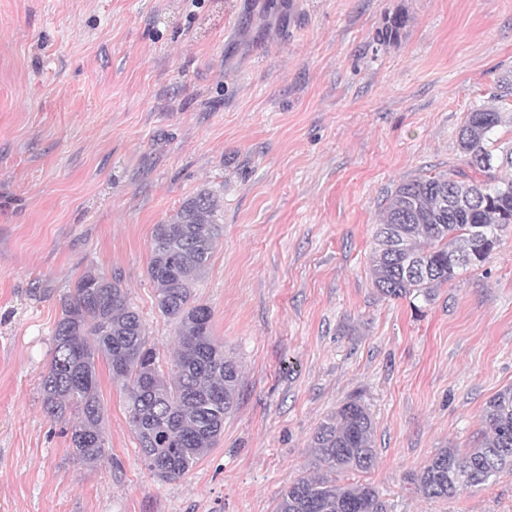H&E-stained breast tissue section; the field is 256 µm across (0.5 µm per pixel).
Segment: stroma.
Instances as JSON below:
<instances>
[{
  "label": "stroma",
  "mask_w": 512,
  "mask_h": 512,
  "mask_svg": "<svg viewBox=\"0 0 512 512\" xmlns=\"http://www.w3.org/2000/svg\"><path fill=\"white\" fill-rule=\"evenodd\" d=\"M483 106L511 146L512 0H0V512H274L352 397L377 457L345 482L393 512H512V470L448 499L409 481L476 447L512 385V227L428 302L379 295L369 259L387 195L462 166ZM203 189L223 233L195 293L241 368L237 406L162 481L99 360L108 454L84 462L42 405L60 299L120 273L167 359L152 234Z\"/></svg>",
  "instance_id": "stroma-1"
}]
</instances>
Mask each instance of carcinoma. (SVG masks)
Here are the masks:
<instances>
[{
  "instance_id": "cac0c4a2",
  "label": "carcinoma",
  "mask_w": 512,
  "mask_h": 512,
  "mask_svg": "<svg viewBox=\"0 0 512 512\" xmlns=\"http://www.w3.org/2000/svg\"><path fill=\"white\" fill-rule=\"evenodd\" d=\"M501 113L478 108L459 132L464 166L398 184L386 199L370 255L373 285L389 298L431 300L435 288L482 265L512 224V178L491 174L488 150ZM485 176L479 181L469 175ZM219 197L204 189L187 198L166 224L156 225L148 277L159 312L178 338L162 369L121 276L92 270L61 299L53 350L41 380L47 414L70 426L79 459L106 457L96 359L107 360L126 396L128 422L149 472L161 480L188 473L216 444L224 418L236 407L240 372L211 330V310L195 288L219 235ZM486 433L461 457L443 448L411 483L427 498H448L485 484L512 467V386L496 393L484 411ZM310 448L325 473L302 476L281 493L276 512H389L369 484H341L337 476L364 472L376 459L375 427L368 408L351 398L317 425Z\"/></svg>"
}]
</instances>
